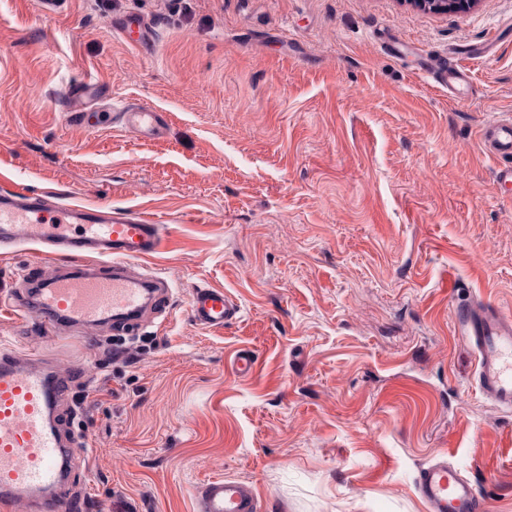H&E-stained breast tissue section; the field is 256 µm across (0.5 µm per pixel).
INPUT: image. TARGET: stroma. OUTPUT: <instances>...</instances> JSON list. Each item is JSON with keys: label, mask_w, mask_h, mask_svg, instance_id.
<instances>
[{"label": "stroma", "mask_w": 512, "mask_h": 512, "mask_svg": "<svg viewBox=\"0 0 512 512\" xmlns=\"http://www.w3.org/2000/svg\"><path fill=\"white\" fill-rule=\"evenodd\" d=\"M132 13L146 48L113 29ZM427 56L466 65V101ZM88 74L104 100L160 107L166 135L67 125L62 94ZM496 117L512 118V0H0V176L171 229L145 262L171 295L142 337L75 349L0 303V344L85 397L72 478L92 512H198L225 477L257 512H427L414 481L445 452L488 512H512V412L473 388L455 317L467 299L512 313V186L480 141ZM202 284L239 318L192 324ZM406 2L423 12L448 14V12H469L475 7L478 0H406Z\"/></svg>", "instance_id": "stroma-1"}]
</instances>
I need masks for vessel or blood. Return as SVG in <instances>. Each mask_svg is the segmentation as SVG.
Returning a JSON list of instances; mask_svg holds the SVG:
<instances>
[{
	"mask_svg": "<svg viewBox=\"0 0 512 512\" xmlns=\"http://www.w3.org/2000/svg\"><path fill=\"white\" fill-rule=\"evenodd\" d=\"M137 48L149 45L151 29L138 15L117 25ZM427 73L447 86L453 98H467L466 67L440 61ZM100 83L92 76L72 86L63 101L66 121L86 132L118 127L142 138H156L167 127L164 112L144 103L112 104L106 112L74 109L78 98L94 97ZM482 144L497 162L496 180L512 184V119H495L480 131ZM167 229L142 213L100 203L61 202L54 194L25 185L0 188V253L39 248L44 259L31 263L8 300L43 329L63 337L87 338L104 324L114 335L138 331L161 315L168 281L141 271L137 263L160 252ZM238 303L224 289L200 286L188 303L190 321L221 328L236 319ZM463 341L473 351V385L483 399L512 411V315L486 301L469 300L457 310ZM71 380L33 350L0 348V512L27 503L30 512H87L84 496L69 493L78 438L62 432L59 411ZM415 491L428 512H485L475 485L447 458L421 468ZM199 512H257L250 484L224 478L198 493Z\"/></svg>",
	"mask_w": 512,
	"mask_h": 512,
	"instance_id": "1",
	"label": "vessel or blood"
}]
</instances>
